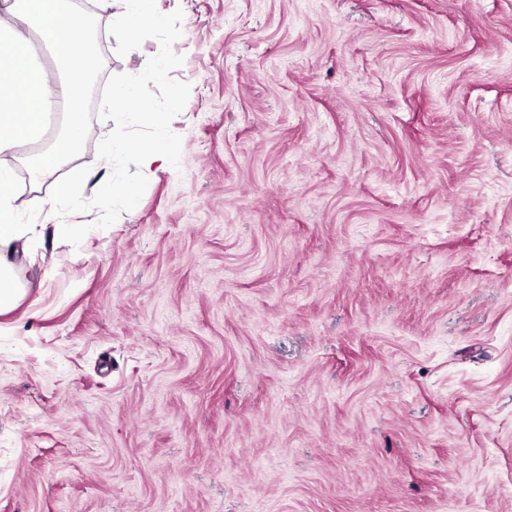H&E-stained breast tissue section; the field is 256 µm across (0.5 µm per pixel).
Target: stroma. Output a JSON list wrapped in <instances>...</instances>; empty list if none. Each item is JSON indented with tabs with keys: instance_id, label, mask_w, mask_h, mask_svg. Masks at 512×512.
I'll use <instances>...</instances> for the list:
<instances>
[{
	"instance_id": "obj_1",
	"label": "stroma",
	"mask_w": 512,
	"mask_h": 512,
	"mask_svg": "<svg viewBox=\"0 0 512 512\" xmlns=\"http://www.w3.org/2000/svg\"><path fill=\"white\" fill-rule=\"evenodd\" d=\"M100 44L96 108L145 68ZM182 10L179 167L0 316V512H512V0Z\"/></svg>"
}]
</instances>
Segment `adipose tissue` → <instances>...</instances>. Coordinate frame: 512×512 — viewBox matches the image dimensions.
I'll return each instance as SVG.
<instances>
[{"instance_id":"ef3b65f1","label":"adipose tissue","mask_w":512,"mask_h":512,"mask_svg":"<svg viewBox=\"0 0 512 512\" xmlns=\"http://www.w3.org/2000/svg\"><path fill=\"white\" fill-rule=\"evenodd\" d=\"M87 18L65 10L62 0H0V156L25 143L47 141L30 159L31 183L42 182L73 157L86 132L84 93L97 60L84 38ZM62 129L47 131L55 115ZM114 147L136 155L150 170L166 167L173 146L164 136H123ZM24 223L11 168L0 165V314L13 310L25 290L13 273L17 243L35 234Z\"/></svg>"}]
</instances>
